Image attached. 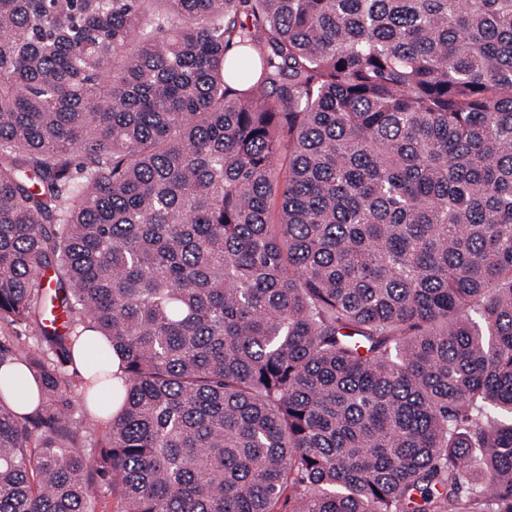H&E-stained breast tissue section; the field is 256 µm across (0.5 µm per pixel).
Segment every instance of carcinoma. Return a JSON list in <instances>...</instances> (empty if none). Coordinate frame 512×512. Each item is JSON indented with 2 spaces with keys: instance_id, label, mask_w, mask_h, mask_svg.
Here are the masks:
<instances>
[{
  "instance_id": "carcinoma-1",
  "label": "carcinoma",
  "mask_w": 512,
  "mask_h": 512,
  "mask_svg": "<svg viewBox=\"0 0 512 512\" xmlns=\"http://www.w3.org/2000/svg\"><path fill=\"white\" fill-rule=\"evenodd\" d=\"M0 325V512H512V0H0Z\"/></svg>"
}]
</instances>
